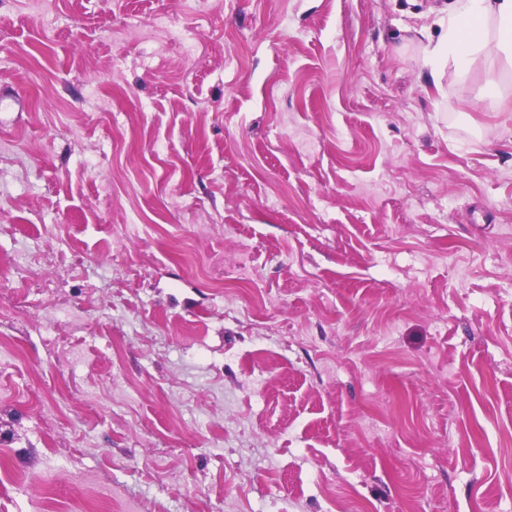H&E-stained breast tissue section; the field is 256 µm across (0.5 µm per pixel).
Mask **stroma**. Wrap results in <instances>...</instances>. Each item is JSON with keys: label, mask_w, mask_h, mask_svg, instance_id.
Instances as JSON below:
<instances>
[{"label": "stroma", "mask_w": 512, "mask_h": 512, "mask_svg": "<svg viewBox=\"0 0 512 512\" xmlns=\"http://www.w3.org/2000/svg\"><path fill=\"white\" fill-rule=\"evenodd\" d=\"M447 6L0 0V512H512V66L434 83Z\"/></svg>", "instance_id": "obj_1"}]
</instances>
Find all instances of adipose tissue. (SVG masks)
I'll return each mask as SVG.
<instances>
[{
    "instance_id": "ef3b65f1",
    "label": "adipose tissue",
    "mask_w": 512,
    "mask_h": 512,
    "mask_svg": "<svg viewBox=\"0 0 512 512\" xmlns=\"http://www.w3.org/2000/svg\"><path fill=\"white\" fill-rule=\"evenodd\" d=\"M435 56L438 82L456 77L479 56L512 64V0H450L447 34Z\"/></svg>"
}]
</instances>
